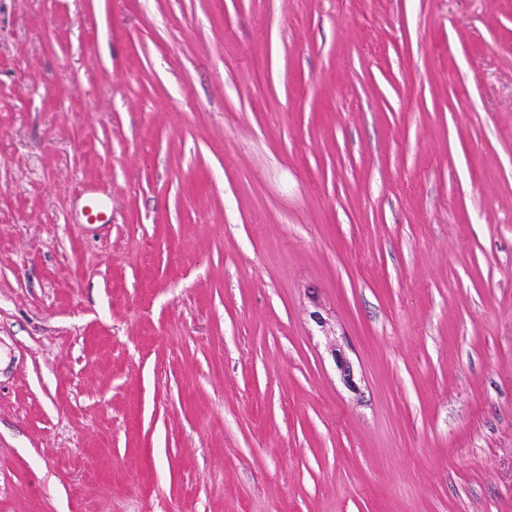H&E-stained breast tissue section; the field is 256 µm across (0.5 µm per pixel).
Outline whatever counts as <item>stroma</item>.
<instances>
[{
  "instance_id": "1",
  "label": "stroma",
  "mask_w": 512,
  "mask_h": 512,
  "mask_svg": "<svg viewBox=\"0 0 512 512\" xmlns=\"http://www.w3.org/2000/svg\"><path fill=\"white\" fill-rule=\"evenodd\" d=\"M0 512H512V0H0Z\"/></svg>"
}]
</instances>
